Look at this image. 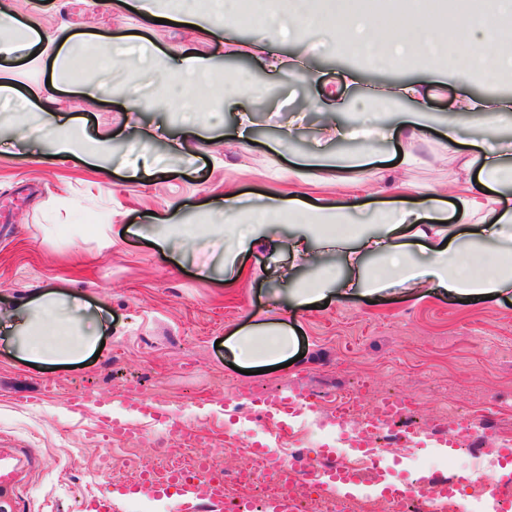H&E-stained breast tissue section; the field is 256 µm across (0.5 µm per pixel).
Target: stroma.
Wrapping results in <instances>:
<instances>
[{"instance_id":"35a3bbf8","label":"stroma","mask_w":512,"mask_h":512,"mask_svg":"<svg viewBox=\"0 0 512 512\" xmlns=\"http://www.w3.org/2000/svg\"><path fill=\"white\" fill-rule=\"evenodd\" d=\"M172 7L171 0H0V13L42 36L35 57L0 56V70L28 108L20 116L17 97L0 98V305L56 290L98 307L102 319L99 356L74 368L32 364L0 338V448L26 460L25 512H78L86 495L119 475L124 453L105 417L137 425L140 463L161 449L183 457L178 437L160 438L156 423L136 411L147 396L158 411L203 429L194 454L219 458L228 474L240 465L224 445V424L237 407L249 409L241 424L247 442L272 448L280 427L308 432L306 416L277 424L246 401L295 383L325 397L354 388L367 405L390 395L420 401L414 420L422 427L440 423L452 406L512 426V288L468 303L415 286L372 298L354 287L342 296L338 288L350 275L342 255L324 254L314 265L294 260L287 242L300 227L285 214L268 230L280 245L255 246L232 267L224 264L232 228L202 237L190 258L179 257V238L168 233L172 224H223L219 207L231 191L246 209L291 189L308 207L335 205L334 174L322 173L316 185L291 174L300 158L340 153L320 133L318 98L331 89L343 101L340 123L374 112L393 126L387 138L355 150L368 162L349 172L366 186L355 223L368 224L386 182L424 195L445 192L444 214L460 224L455 192L470 177L468 157L483 141L512 139V124L476 126L470 144L452 149L443 137L450 105L462 93L512 97V80L466 84L452 64L431 76L410 65L378 69L314 30L252 55L253 18L213 19L207 0H200L197 29L145 17ZM64 43L71 52L62 61L56 53ZM106 44L123 66L101 68ZM182 53L207 58L216 78L245 81L249 140L236 136L237 113L210 95L197 99V120L186 127L180 98L166 89L168 74L142 66ZM277 56L303 60L305 76L273 72ZM392 81L439 84L429 127L416 137L398 128L402 114L414 111L412 101L387 105L371 95ZM89 91L95 104L85 99ZM56 113L84 138L110 140L111 153L99 161L55 154ZM289 124L300 137L276 149ZM134 127L144 145L133 143ZM174 138L181 149L171 148ZM405 154L410 163H402ZM373 166L385 167L384 182L373 180ZM164 234L165 250L153 243ZM316 283L325 289L324 306L298 305V290ZM278 328L288 332L292 365L257 375L232 369L225 342L234 332L259 338ZM102 387L110 394L99 404L92 396ZM493 451L482 438L458 453L434 441L402 452L394 466L460 474Z\"/></svg>"}]
</instances>
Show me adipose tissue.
Wrapping results in <instances>:
<instances>
[{"instance_id": "1", "label": "adipose tissue", "mask_w": 512, "mask_h": 512, "mask_svg": "<svg viewBox=\"0 0 512 512\" xmlns=\"http://www.w3.org/2000/svg\"><path fill=\"white\" fill-rule=\"evenodd\" d=\"M293 14L281 15L260 10L256 45L283 38L296 26L328 31L337 43L365 53L379 50L382 63L400 68L417 61L433 69L441 56L453 52L462 56L466 72L493 82L512 73V49L502 47L505 28L512 27V0H496L493 10L473 18L458 15L455 27L434 0H404L409 14L407 25L399 27L385 41L364 37L365 23L372 13L373 0H296ZM512 119V97L460 98L454 108L445 138L449 145L465 143L476 123H498ZM512 157V142L483 144L477 159L480 188L466 189L461 197L467 231L458 232L440 225V206L428 197L410 203L408 190L399 186L392 200L373 214L378 232H339L348 223L347 206L311 209L296 197H270L261 209L239 211L238 198L224 197V209L240 215L237 251L266 244L277 245L265 236V228L280 213L295 217L305 227L289 247L304 262L317 251H350L354 261L375 258V265H363L359 285L367 293H377L406 283L428 285L465 302L472 297H488L512 287V210L503 204L506 187L505 159ZM91 314L80 302H68L46 292L19 304L0 320V332L28 359L44 365H58L94 349L98 331L91 328ZM230 349L242 363L267 367L288 356V337L277 332L260 343L243 337Z\"/></svg>"}]
</instances>
